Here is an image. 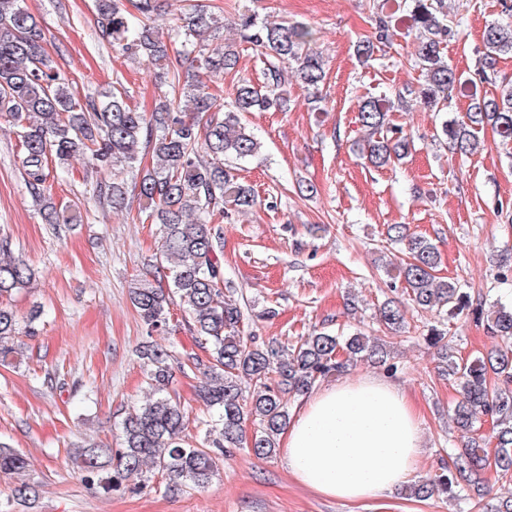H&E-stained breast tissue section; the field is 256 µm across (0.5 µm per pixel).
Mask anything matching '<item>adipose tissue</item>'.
Returning a JSON list of instances; mask_svg holds the SVG:
<instances>
[{
  "label": "adipose tissue",
  "mask_w": 512,
  "mask_h": 512,
  "mask_svg": "<svg viewBox=\"0 0 512 512\" xmlns=\"http://www.w3.org/2000/svg\"><path fill=\"white\" fill-rule=\"evenodd\" d=\"M283 448L302 485L348 502L404 484L425 452L415 404L379 377L315 391L286 428Z\"/></svg>",
  "instance_id": "obj_1"
}]
</instances>
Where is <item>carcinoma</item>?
Returning a JSON list of instances; mask_svg holds the SVG:
<instances>
[{"instance_id":"cac0c4a2","label":"carcinoma","mask_w":512,"mask_h":512,"mask_svg":"<svg viewBox=\"0 0 512 512\" xmlns=\"http://www.w3.org/2000/svg\"><path fill=\"white\" fill-rule=\"evenodd\" d=\"M21 0H0V116L11 119L22 147L21 167L48 224L59 223L57 211L44 193L48 160L62 167L75 157L84 163L86 183L100 200L128 208L129 186L118 168L132 167L142 146L151 148L153 166L140 173L138 214L161 227L160 263L168 287L147 279L130 286V299L148 333L167 325L169 306L177 304L192 321V329L208 354L188 357L202 371L198 398L210 413L204 442L191 441L189 418L169 392L175 356L152 341L135 349L148 368L149 398L121 422L122 446L114 451L98 445L77 448L72 463L84 480L105 493L128 486L146 471L165 474L176 485L204 488L230 448H245L258 459L276 454L278 438L289 423L288 401L308 393L319 382L342 372L358 358L395 370L388 362L387 342L362 332L338 336L316 331L284 348L241 330L245 314L225 291L223 250L211 221L231 203L240 213L256 205L254 189L239 181V162L258 156L261 142L243 121V114L262 112L281 104L283 64H296L300 81L316 88L325 78L321 53L312 47L313 35L302 22H271L252 15L240 17V38L252 52L269 62L267 90L238 80L233 97L220 103L206 91L202 76L236 70V46L217 41L218 18L196 5L172 30L169 41L152 28L130 22L122 0H96L100 36L135 58L159 66V78L184 84L188 107L165 99L149 113L128 103L127 88L112 85L101 98H76L69 80L45 52L43 33ZM417 31L416 65L425 71L419 96L436 112L438 128L448 148L464 156L477 149L476 129L490 125L502 141L512 142V87L474 99L459 119L439 115L452 92L466 84L443 60L444 43L452 33L443 0H405ZM392 18L375 19V40H360L355 52L371 58L377 44L388 40ZM484 53L480 79L491 81L497 61L512 55V23L492 22L483 31ZM395 103L367 96L359 120L366 132L361 156L383 169L408 154L410 141L392 127ZM388 238L406 242L409 259L398 266L410 301L433 312L437 323L427 326L422 339L435 349V368L453 380L458 398L451 409L455 427L475 434L485 416L493 419L494 448L477 439L448 454L442 472L409 486L422 500L443 495L478 512H512V494L484 502V474L492 472L512 485V300L498 302L487 315L488 329L502 344L474 357H458L450 346L448 322L464 313L481 316L471 296L458 283L439 275L436 247L422 236L407 233L404 224L388 227ZM34 277L24 260L13 255L10 240L0 237V299L27 287ZM378 323L392 333L407 328L403 310L393 300L378 309ZM18 322L12 309L0 302V363L18 360L14 338ZM27 462L0 441V473L19 474Z\"/></svg>"}]
</instances>
